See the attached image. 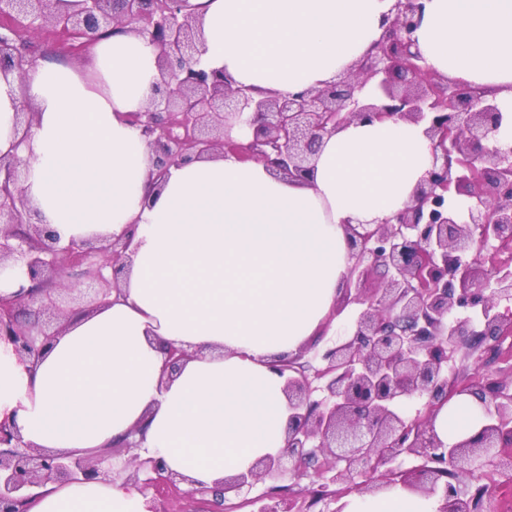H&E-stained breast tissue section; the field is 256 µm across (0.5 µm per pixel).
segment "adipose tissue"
I'll list each match as a JSON object with an SVG mask.
<instances>
[{
	"label": "adipose tissue",
	"mask_w": 512,
	"mask_h": 512,
	"mask_svg": "<svg viewBox=\"0 0 512 512\" xmlns=\"http://www.w3.org/2000/svg\"><path fill=\"white\" fill-rule=\"evenodd\" d=\"M199 65L279 95L317 89L381 38L396 0H190ZM413 34L424 65L491 92L512 144V0H422ZM89 66L52 60L0 74V156L24 161L19 186L61 244L133 231L120 289L69 320L50 351L23 362L0 343V420L25 443L89 457L135 434L194 485L221 486L286 446L291 409L277 361L297 357L336 307L351 262L346 223L374 224L410 204L432 160L423 125L354 122L324 137L303 180L215 153L158 173L134 113L160 76L146 37L123 28ZM36 120L21 139L15 114ZM189 352L166 378V347ZM482 404L453 397L434 421L452 444L477 433ZM30 512H151L121 480L39 488ZM396 484L344 512H438Z\"/></svg>",
	"instance_id": "obj_1"
}]
</instances>
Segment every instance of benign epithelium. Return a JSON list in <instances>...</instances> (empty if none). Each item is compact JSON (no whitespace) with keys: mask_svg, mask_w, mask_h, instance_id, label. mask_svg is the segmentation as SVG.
Instances as JSON below:
<instances>
[{"mask_svg":"<svg viewBox=\"0 0 512 512\" xmlns=\"http://www.w3.org/2000/svg\"><path fill=\"white\" fill-rule=\"evenodd\" d=\"M422 5L397 0L396 12L382 20L384 33L373 48L345 74L321 89L288 97L255 95L222 71L197 67L203 33L189 0H0V69L22 77L36 63L16 45L20 32L45 27L62 30L72 40L71 52L89 48L103 33L126 26L149 37L156 50L161 81L146 111L133 115L156 167L164 171L191 157L218 149L241 160L262 159L288 178H302L324 136L348 123L387 118L426 124L433 141L432 167L415 189L411 205L376 224L347 226L354 262L344 284V298L366 305L345 341L323 354L326 365L309 377L285 362L277 371L288 374L285 391L293 413L288 419L285 453L266 458L246 474L224 479L221 499L226 510L255 506V512H293L283 497H247L266 476L289 470L298 473L318 451L333 480L346 484L354 475L372 473L364 489L373 491L401 483L423 494L443 498L442 512L495 510L494 489L470 492V483L493 467L512 478V459L504 462L498 448L512 444V393L507 383L479 375L458 386L448 379V359L472 337L498 341L512 333V269L487 265L483 251L492 243L512 246V145L489 150L504 115L479 87L464 86L428 72L414 50ZM373 84L382 105L360 98ZM254 114L247 142L226 130ZM35 117L25 102L16 126L26 139ZM21 160L0 157V264L14 267L32 282L31 291L0 296V342L14 347L21 359L45 350L63 326L50 331L34 321L19 320L21 310L49 313L66 320L74 311L52 298L76 300V286L61 285V272L78 271L98 308L119 289L123 258L132 235L111 240L60 244L51 231L32 221L37 215L19 189ZM472 199L464 211L448 201ZM382 272L384 286L368 293L365 281ZM468 393L485 408L486 423L474 436L445 444L432 418L456 393ZM421 401L415 417L397 411L400 402ZM404 455L423 460L418 468L378 473L380 466ZM288 457L291 467L283 464ZM95 460L34 448L18 427L0 421V512H27L33 489L48 482H67L82 475L106 478ZM126 480L138 483L151 472L150 484L160 495L179 491L185 478L166 471L160 458L133 455Z\"/></svg>","mask_w":512,"mask_h":512,"instance_id":"7a95c632","label":"benign epithelium"}]
</instances>
